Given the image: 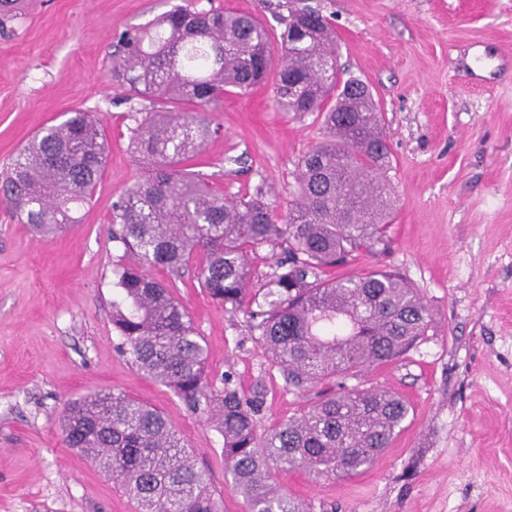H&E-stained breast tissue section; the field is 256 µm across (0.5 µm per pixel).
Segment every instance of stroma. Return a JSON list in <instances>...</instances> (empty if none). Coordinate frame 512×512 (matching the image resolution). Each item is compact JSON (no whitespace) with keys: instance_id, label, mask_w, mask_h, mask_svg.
I'll return each mask as SVG.
<instances>
[{"instance_id":"35a3bbf8","label":"stroma","mask_w":512,"mask_h":512,"mask_svg":"<svg viewBox=\"0 0 512 512\" xmlns=\"http://www.w3.org/2000/svg\"><path fill=\"white\" fill-rule=\"evenodd\" d=\"M258 16L272 34L288 7L320 11L336 30L337 63L364 81L391 148L388 248L344 274L391 270L432 314L394 361L349 375L347 387L384 389L410 408L372 466L351 477H275L311 512H512V68L471 79L475 45L512 55V0H25L0 26V172L41 127L80 109L107 136V161L80 224L37 238L0 200V512H139L121 482L66 446L68 400L102 390L163 411L193 450L224 512H247L224 462V437L131 364L112 327V203L144 175L129 147L141 112L112 80L120 31L174 6ZM275 82L229 93L220 131L188 167L233 198L264 188L285 217L297 165L324 135L315 112L277 111ZM199 261L165 282L189 311L214 388L258 394V434L310 404L289 387L251 332L246 312L214 303Z\"/></svg>"}]
</instances>
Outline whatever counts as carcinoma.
I'll list each match as a JSON object with an SVG mask.
<instances>
[{
  "instance_id": "cac0c4a2",
  "label": "carcinoma",
  "mask_w": 512,
  "mask_h": 512,
  "mask_svg": "<svg viewBox=\"0 0 512 512\" xmlns=\"http://www.w3.org/2000/svg\"><path fill=\"white\" fill-rule=\"evenodd\" d=\"M311 35L291 48L280 34L272 70L271 33L254 15L197 12L179 5L155 23L120 33L112 80L129 96L172 109L146 113L129 146L148 176L112 204V241L123 248L112 326L131 363L195 409L205 403L224 436V461L248 512H308L278 487L274 473L302 470L318 480L357 475L401 429L409 407L384 390L349 389L353 371L391 362L427 332L431 312L399 275L373 270L333 277L361 252L385 251L390 148L381 112L357 78L319 69L336 62V32L319 12L300 18ZM275 73L280 112H317L325 138L302 157L297 188L280 224L262 192L234 200L183 163L212 133L224 94L245 92ZM190 105L186 111L183 106ZM107 158L91 113L74 110L36 132L0 176V194L20 223L41 236L81 221ZM284 247L266 280L254 281L250 254ZM202 255L201 288L244 310L258 342L288 386L316 391L306 411L261 436L258 400L229 382L209 384L206 352L186 308L145 269L177 273ZM65 444L101 452L139 512H222L191 449L165 414L123 393L102 390L67 402Z\"/></svg>"
}]
</instances>
